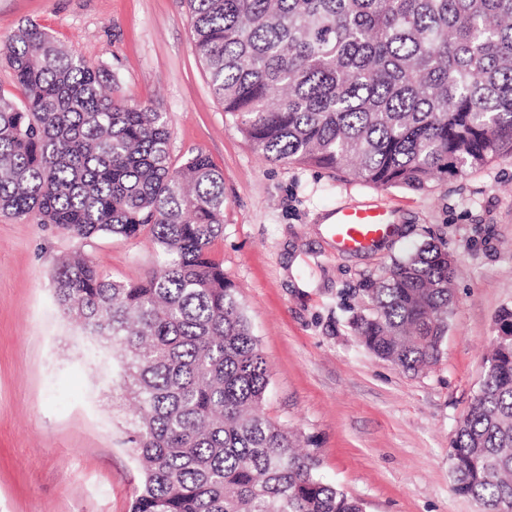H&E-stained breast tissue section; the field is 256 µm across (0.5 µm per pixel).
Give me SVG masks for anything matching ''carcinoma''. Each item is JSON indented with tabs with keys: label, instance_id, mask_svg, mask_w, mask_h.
Wrapping results in <instances>:
<instances>
[{
	"label": "carcinoma",
	"instance_id": "1",
	"mask_svg": "<svg viewBox=\"0 0 512 512\" xmlns=\"http://www.w3.org/2000/svg\"><path fill=\"white\" fill-rule=\"evenodd\" d=\"M212 95L266 161L426 191L512 158V0H187ZM0 213L75 237L148 234L137 281L64 258L54 292L112 344L137 408L131 512H363L323 481L301 435L261 411L269 370L224 267V172L170 155L166 113L104 91L105 71L38 24L0 49ZM454 259L427 242L364 289L351 323L417 374L448 332ZM450 457L454 490L512 512V309Z\"/></svg>",
	"mask_w": 512,
	"mask_h": 512
}]
</instances>
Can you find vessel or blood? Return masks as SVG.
Listing matches in <instances>:
<instances>
[{"instance_id":"b4317fda","label":"vessel or blood","mask_w":512,"mask_h":512,"mask_svg":"<svg viewBox=\"0 0 512 512\" xmlns=\"http://www.w3.org/2000/svg\"><path fill=\"white\" fill-rule=\"evenodd\" d=\"M328 234L338 252L360 253L375 249L396 234L392 214L382 205L336 207Z\"/></svg>"}]
</instances>
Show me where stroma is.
<instances>
[{
	"label": "stroma",
	"instance_id": "1",
	"mask_svg": "<svg viewBox=\"0 0 512 512\" xmlns=\"http://www.w3.org/2000/svg\"><path fill=\"white\" fill-rule=\"evenodd\" d=\"M25 20L105 67L114 96L165 112L174 162L201 151L223 170L212 252L269 367L263 411L302 433L323 478L364 512H482L454 491L450 451L497 315L512 308V159L428 192L271 163L213 97L185 0H0V46ZM376 202L392 209L397 236L337 252L324 219ZM428 241L445 244L458 274L443 353L413 375L361 344L348 307ZM77 252L121 281L160 262L146 234L82 240L0 215V512H130L142 481L121 363L54 301L56 263Z\"/></svg>",
	"mask_w": 512,
	"mask_h": 512
}]
</instances>
